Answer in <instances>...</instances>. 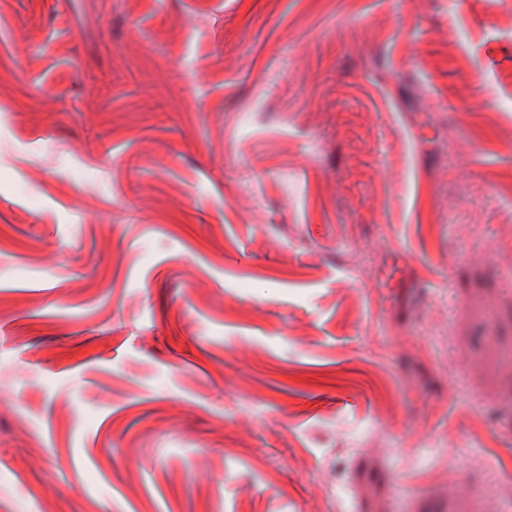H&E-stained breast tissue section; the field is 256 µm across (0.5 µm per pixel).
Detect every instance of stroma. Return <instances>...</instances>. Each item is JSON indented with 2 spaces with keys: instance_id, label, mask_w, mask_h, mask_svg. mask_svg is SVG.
<instances>
[{
  "instance_id": "obj_1",
  "label": "stroma",
  "mask_w": 512,
  "mask_h": 512,
  "mask_svg": "<svg viewBox=\"0 0 512 512\" xmlns=\"http://www.w3.org/2000/svg\"><path fill=\"white\" fill-rule=\"evenodd\" d=\"M512 0H0V512H512Z\"/></svg>"
}]
</instances>
